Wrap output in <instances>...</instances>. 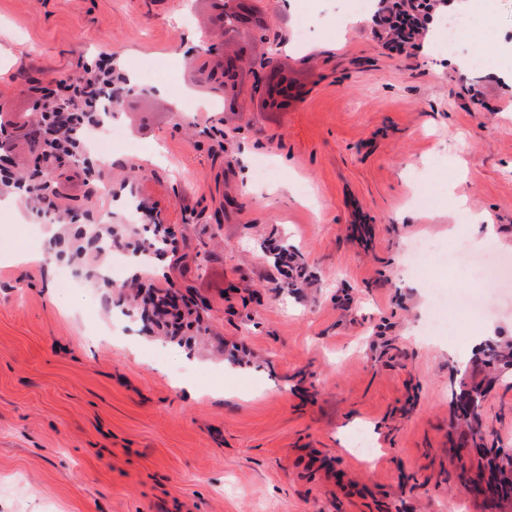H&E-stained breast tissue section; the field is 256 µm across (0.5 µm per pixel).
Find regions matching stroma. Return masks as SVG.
<instances>
[{
    "mask_svg": "<svg viewBox=\"0 0 512 512\" xmlns=\"http://www.w3.org/2000/svg\"><path fill=\"white\" fill-rule=\"evenodd\" d=\"M254 4L239 34L219 0H0V173L32 168L36 101L101 58L145 87L111 110L117 146L83 145L46 199L0 182V512H512L467 491L512 448V371L484 379L512 295L447 308L428 337L437 294L486 285L434 259L406 271L418 239L469 241L475 213L512 259V0H489L479 67L438 52L437 20L396 51L377 15L347 23L349 0ZM227 54L233 103L204 110ZM283 63L306 86L257 111L256 70ZM101 224L138 251L83 282L36 261ZM157 224L175 251L155 255ZM135 265L194 297L191 344L130 301ZM476 382L478 452L455 400ZM238 60L239 57L226 56L219 72H209L205 75L206 82L214 92L222 93L220 87L225 88V85L233 80L238 71ZM222 81L224 85L220 84Z\"/></svg>",
    "mask_w": 512,
    "mask_h": 512,
    "instance_id": "35a3bbf8",
    "label": "stroma"
}]
</instances>
